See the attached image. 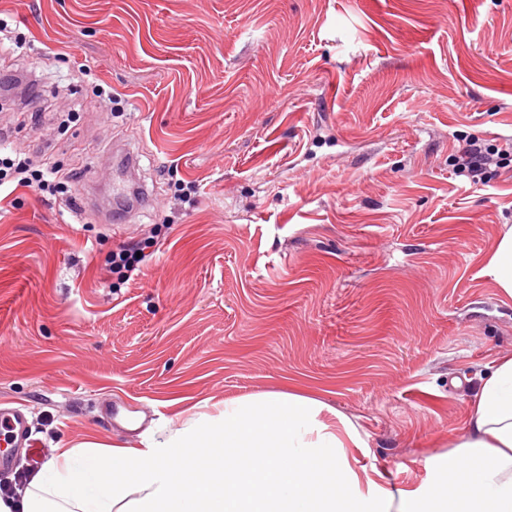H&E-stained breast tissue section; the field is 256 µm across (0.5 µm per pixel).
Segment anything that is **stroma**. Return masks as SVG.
Instances as JSON below:
<instances>
[{"label": "stroma", "instance_id": "obj_1", "mask_svg": "<svg viewBox=\"0 0 512 512\" xmlns=\"http://www.w3.org/2000/svg\"><path fill=\"white\" fill-rule=\"evenodd\" d=\"M13 147L71 197L0 201V407L42 459L120 405L299 389L358 422L365 464L426 476L512 301L483 275L512 168L455 175L462 139L512 147V0H0ZM120 98L108 112L102 92ZM193 185L195 205L181 190ZM140 244L139 271L110 267Z\"/></svg>", "mask_w": 512, "mask_h": 512}]
</instances>
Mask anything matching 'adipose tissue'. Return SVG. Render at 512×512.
I'll list each match as a JSON object with an SVG mask.
<instances>
[{"instance_id":"ef3b65f1","label":"adipose tissue","mask_w":512,"mask_h":512,"mask_svg":"<svg viewBox=\"0 0 512 512\" xmlns=\"http://www.w3.org/2000/svg\"><path fill=\"white\" fill-rule=\"evenodd\" d=\"M512 299V226L483 269ZM356 423L301 392L195 402L139 447L66 441L0 512H512V354L496 358L422 483L362 464Z\"/></svg>"}]
</instances>
